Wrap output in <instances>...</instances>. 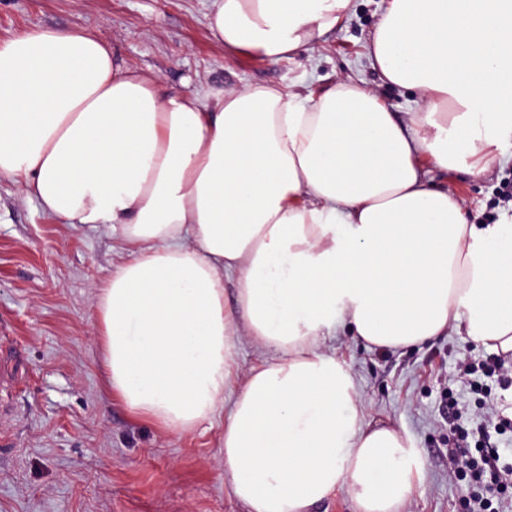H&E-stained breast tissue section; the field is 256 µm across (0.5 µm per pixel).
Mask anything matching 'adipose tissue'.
I'll use <instances>...</instances> for the list:
<instances>
[{"label":"adipose tissue","instance_id":"1","mask_svg":"<svg viewBox=\"0 0 512 512\" xmlns=\"http://www.w3.org/2000/svg\"><path fill=\"white\" fill-rule=\"evenodd\" d=\"M351 9L213 0L210 29L290 61ZM369 57L422 107L398 118L353 82L163 95L96 31L0 42V178L67 224L119 229L129 258L96 302L109 386L173 434L223 418L244 512H313L339 489L356 512H404L424 475L328 338L453 331L512 358V221L470 223L428 178L481 173L512 141V0H387ZM244 341L261 358L241 376Z\"/></svg>","mask_w":512,"mask_h":512}]
</instances>
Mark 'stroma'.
<instances>
[{
	"mask_svg": "<svg viewBox=\"0 0 512 512\" xmlns=\"http://www.w3.org/2000/svg\"><path fill=\"white\" fill-rule=\"evenodd\" d=\"M384 6L353 0L348 20L289 62L226 55L208 26L212 0H0V41L38 28L99 31L119 63L155 73L164 93H302L352 80L409 112L418 93L385 83L367 55ZM432 176L464 200L471 223L512 218L501 196L512 182L511 145L481 175L462 167ZM127 259L119 236L66 224L0 178V370L16 379L0 414V512H242L224 490L222 423L173 435L109 391L96 290ZM325 350L351 367L371 414L402 426L418 449L424 478L406 512H469L471 487L456 477L448 442L512 404V370L478 375L475 390L460 382V368L489 351L453 332L405 350H368L343 334Z\"/></svg>",
	"mask_w": 512,
	"mask_h": 512,
	"instance_id": "1",
	"label": "stroma"
}]
</instances>
